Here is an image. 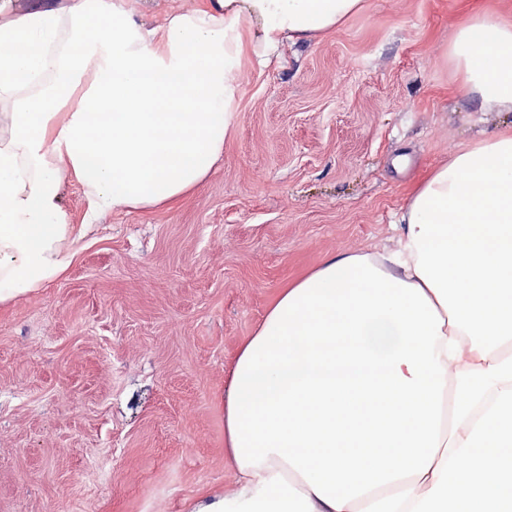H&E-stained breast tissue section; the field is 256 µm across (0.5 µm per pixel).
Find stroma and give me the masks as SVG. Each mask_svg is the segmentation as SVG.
Returning a JSON list of instances; mask_svg holds the SVG:
<instances>
[{"label":"stroma","instance_id":"35a3bbf8","mask_svg":"<svg viewBox=\"0 0 512 512\" xmlns=\"http://www.w3.org/2000/svg\"><path fill=\"white\" fill-rule=\"evenodd\" d=\"M466 0H366L245 68L236 127L175 203L109 213L67 275L0 308V512H188L230 492L224 396L284 288L391 246L408 194L493 131L459 101Z\"/></svg>","mask_w":512,"mask_h":512}]
</instances>
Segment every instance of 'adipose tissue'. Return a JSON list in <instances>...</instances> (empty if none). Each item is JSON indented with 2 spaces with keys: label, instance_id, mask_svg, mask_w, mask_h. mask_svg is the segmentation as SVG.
Returning <instances> with one entry per match:
<instances>
[{
  "label": "adipose tissue",
  "instance_id": "1",
  "mask_svg": "<svg viewBox=\"0 0 512 512\" xmlns=\"http://www.w3.org/2000/svg\"><path fill=\"white\" fill-rule=\"evenodd\" d=\"M365 0H200L144 29L128 0H0V307L63 278L90 218L179 200L235 129L244 65ZM459 96L512 112V23L466 16ZM395 249L283 291L224 400L234 492L190 512H512V122L416 185ZM63 202L77 224L85 221L88 209L87 200L81 186L69 177H66L64 181Z\"/></svg>",
  "mask_w": 512,
  "mask_h": 512
}]
</instances>
